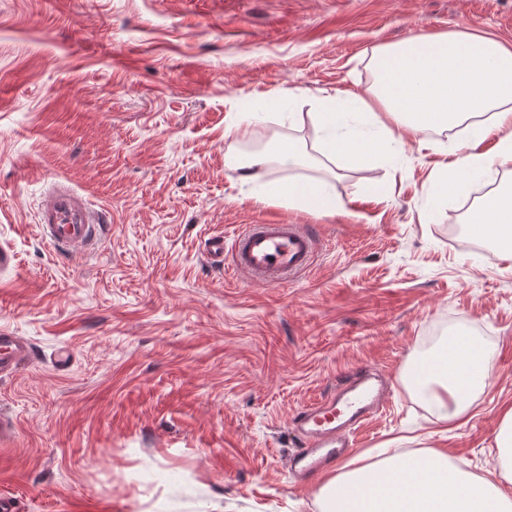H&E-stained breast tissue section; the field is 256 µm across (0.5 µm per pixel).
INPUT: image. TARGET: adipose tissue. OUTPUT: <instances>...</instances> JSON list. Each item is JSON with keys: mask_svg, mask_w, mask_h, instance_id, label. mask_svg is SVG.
<instances>
[{"mask_svg": "<svg viewBox=\"0 0 512 512\" xmlns=\"http://www.w3.org/2000/svg\"><path fill=\"white\" fill-rule=\"evenodd\" d=\"M369 65L376 82L369 96H354L363 127L349 128L344 101L326 96L312 113L315 144L274 137L250 154L239 168L244 179L271 163L286 167H324L343 157L363 164L394 154L402 142L399 127L424 135L471 121L477 138L495 136L493 154L476 149L453 151L437 169L439 199H447L462 183L493 166L512 162V48L470 32L417 34L399 43L373 48ZM262 198L303 211L334 214L336 196L329 179H298L267 184ZM474 236L496 241V255L512 260V186H502L468 210ZM448 365L435 371L430 360L416 370L415 388L440 425L464 418L477 390L485 388L493 370V351L474 341L455 338L446 346ZM501 479L476 477L453 467L447 455L430 449L394 454L379 461L352 465L327 477L319 491L321 512H512V408L496 435Z\"/></svg>", "mask_w": 512, "mask_h": 512, "instance_id": "adipose-tissue-1", "label": "adipose tissue"}]
</instances>
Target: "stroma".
Returning <instances> with one entry per match:
<instances>
[{
  "instance_id": "35a3bbf8",
  "label": "stroma",
  "mask_w": 512,
  "mask_h": 512,
  "mask_svg": "<svg viewBox=\"0 0 512 512\" xmlns=\"http://www.w3.org/2000/svg\"><path fill=\"white\" fill-rule=\"evenodd\" d=\"M466 31L512 47V0H0V327L32 361L0 379V496L17 512H319V478L295 484L293 416L370 367L393 380L353 455L400 439L467 473L497 469L512 407V267L456 245L481 187L436 204L432 173L464 131L362 166L336 158L335 214L259 202L256 185L317 178L226 166L224 130L248 104L291 111L363 92L366 51ZM111 223L61 256L42 238L53 185ZM269 219L318 240L291 284L248 282L202 247ZM496 350L466 418L433 424L405 380L431 337ZM71 365L57 372L59 351Z\"/></svg>"
}]
</instances>
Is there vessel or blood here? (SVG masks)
<instances>
[{
    "instance_id": "vessel-or-blood-1",
    "label": "vessel or blood",
    "mask_w": 512,
    "mask_h": 512,
    "mask_svg": "<svg viewBox=\"0 0 512 512\" xmlns=\"http://www.w3.org/2000/svg\"><path fill=\"white\" fill-rule=\"evenodd\" d=\"M105 216L75 190H50L39 212V228L59 254L75 248H94L102 239ZM317 242L298 224L264 222L247 225L232 241L209 237L204 253L216 267L231 264L236 274L265 283H291L311 267ZM33 356L29 342L15 332L0 329V378L14 375ZM388 381L368 368L342 374L336 390L325 401L307 406L293 418L300 435L289 467L302 480L342 463L351 452L347 431L360 426L379 407Z\"/></svg>"
}]
</instances>
